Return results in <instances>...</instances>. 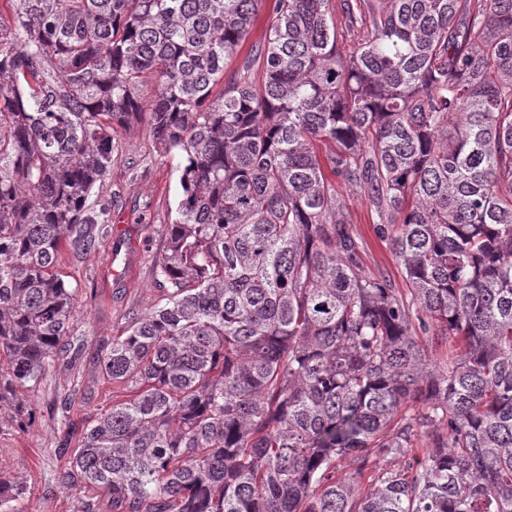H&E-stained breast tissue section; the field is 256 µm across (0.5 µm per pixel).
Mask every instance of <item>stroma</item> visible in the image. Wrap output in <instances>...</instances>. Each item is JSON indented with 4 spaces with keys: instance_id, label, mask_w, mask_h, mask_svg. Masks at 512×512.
Here are the masks:
<instances>
[{
    "instance_id": "35a3bbf8",
    "label": "stroma",
    "mask_w": 512,
    "mask_h": 512,
    "mask_svg": "<svg viewBox=\"0 0 512 512\" xmlns=\"http://www.w3.org/2000/svg\"><path fill=\"white\" fill-rule=\"evenodd\" d=\"M272 17L260 8L244 50L228 61L225 77L250 72L260 77L259 64L248 63L252 47L263 44ZM177 155H163L146 125L118 130L113 142L112 169L100 191L112 200L111 222L88 252L66 247L58 269L65 283L78 291V313L71 336L82 355L76 366L56 365L22 392L26 412L0 408V477L24 485L19 512H108L100 490L63 488L62 476L83 430L112 404L127 397L121 384L103 376L100 361L113 339L132 318L142 316L159 300L153 256L174 214L179 191ZM336 192L346 203L345 218L366 242L365 263L374 274L396 287L405 280L394 254L372 232L373 211L364 194L344 183ZM69 410H61L63 399Z\"/></svg>"
}]
</instances>
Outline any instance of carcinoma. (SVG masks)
Returning <instances> with one entry per match:
<instances>
[{"mask_svg":"<svg viewBox=\"0 0 512 512\" xmlns=\"http://www.w3.org/2000/svg\"><path fill=\"white\" fill-rule=\"evenodd\" d=\"M3 2L0 404L81 356L58 265L109 223L114 133L183 158L161 302L102 357L131 395L66 484L112 512H512V0H344L342 30L270 0L255 81L224 64L263 0ZM338 180L407 287L366 269ZM23 493L0 480V512Z\"/></svg>","mask_w":512,"mask_h":512,"instance_id":"cac0c4a2","label":"carcinoma"}]
</instances>
